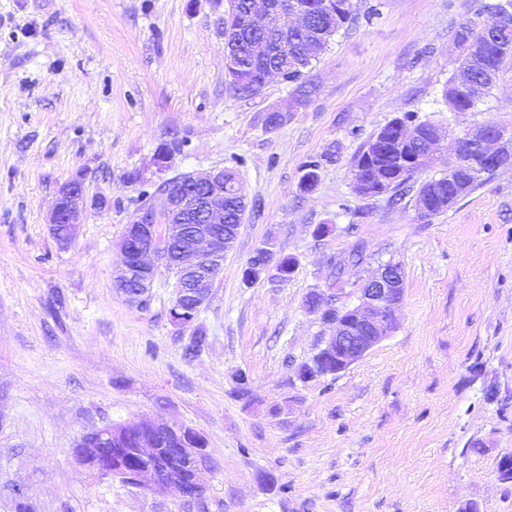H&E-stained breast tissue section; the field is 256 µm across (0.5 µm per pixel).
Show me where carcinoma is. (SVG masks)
<instances>
[{
	"label": "carcinoma",
	"instance_id": "cac0c4a2",
	"mask_svg": "<svg viewBox=\"0 0 512 512\" xmlns=\"http://www.w3.org/2000/svg\"><path fill=\"white\" fill-rule=\"evenodd\" d=\"M303 6L306 20L300 28L289 29L278 18H273L262 32L249 23L254 0H233V7L224 16V36L228 51L224 53V78L233 93L241 98H252L263 91L270 76L294 85L296 100L303 101L312 93L311 83L304 80V69L328 49L331 40L340 31L352 26L358 14L353 0H298ZM487 15L482 22L467 20L461 23L455 39L461 47L459 65L443 89L448 97V87L463 72L480 81L483 94L487 95L496 85L505 67L512 65V53L499 52L497 46L484 41V30L493 22L500 24L505 38L512 41V11L502 7V0L484 3L478 15ZM414 132L399 148L400 131L388 123L372 134L357 150L352 159V190L364 198L388 196V202L396 205L411 191H416L415 210H426L432 216L450 209L448 199L455 190L448 187V178L432 177L414 188L415 174L429 168L436 125L422 120L416 112L403 115ZM336 154L326 152L319 159L303 164L304 173L299 182L303 192L312 191L320 180L322 162L334 161ZM512 162V155L500 157L497 162H479V174L472 178L471 188L483 183V176ZM239 181L236 171L224 169L225 214L222 231L230 239L236 238L238 226L243 223L249 202L242 196L231 195L229 184ZM274 251V244L265 241V247L248 259L243 270V280L248 284L260 281L268 271L263 256ZM365 262V255L357 248L348 255L336 259L331 265V276L336 287L355 288L359 280L353 279L355 271ZM296 266L292 256H279L276 270L281 281L291 278Z\"/></svg>",
	"mask_w": 512,
	"mask_h": 512
}]
</instances>
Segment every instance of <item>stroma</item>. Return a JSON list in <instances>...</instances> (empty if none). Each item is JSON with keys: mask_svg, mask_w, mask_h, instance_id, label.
<instances>
[{"mask_svg": "<svg viewBox=\"0 0 512 512\" xmlns=\"http://www.w3.org/2000/svg\"><path fill=\"white\" fill-rule=\"evenodd\" d=\"M358 13L306 70L295 103L272 79L261 95L224 81L228 0H0V512H512V165L422 223L412 198L352 193L351 159L408 111L440 133L492 122L512 131V66L471 112L441 91L454 34L475 0H353ZM285 109L268 130L266 109ZM182 141L168 169L154 156ZM336 146L316 188L301 164ZM238 168L250 215L192 332L169 319L176 293L159 270L144 307L114 286L119 243L168 179ZM81 178L89 209L70 248L47 224L61 184ZM331 232L318 239L317 225ZM275 238L296 258L248 284L254 250ZM362 248L369 277L396 259L405 294L394 332L335 378L296 368L330 329L307 293L338 302L334 258ZM246 375L248 396L236 393ZM142 416L200 432L215 461L187 502L104 477L71 450L87 432Z\"/></svg>", "mask_w": 512, "mask_h": 512, "instance_id": "1", "label": "stroma"}]
</instances>
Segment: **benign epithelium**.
I'll use <instances>...</instances> for the list:
<instances>
[{"label": "benign epithelium", "instance_id": "obj_1", "mask_svg": "<svg viewBox=\"0 0 512 512\" xmlns=\"http://www.w3.org/2000/svg\"><path fill=\"white\" fill-rule=\"evenodd\" d=\"M267 2L262 0V6L254 8L251 14V22L257 29L267 27L273 14L301 16L296 0H277L273 11L267 8ZM509 146H512L511 132L502 128L494 131L484 123L458 137L454 151L458 156L474 151L498 157ZM191 180L205 189L201 200L165 192L160 210L149 206L131 216L126 230L138 233L141 248L130 254L128 235H123L120 242L123 261L114 277L116 288L135 306L143 301L144 286L156 277L157 261L180 277L192 278L191 287L179 289L171 307V320L181 329L196 322L223 270L224 257L231 250L224 235L197 231L189 245L179 251L176 261L169 260L171 238L183 232L188 213L200 212L206 224L224 223V169L195 172ZM106 205L103 197L88 200L84 184L78 178L62 185L48 217L50 232L59 246L67 248L74 242L86 221L88 207L103 209ZM403 283L401 264L389 260L379 264L373 276L356 290V303L336 314L326 312L325 295L316 293L312 313L320 315L322 322L332 328V334L317 347L314 356L318 360H308L296 372L297 378L307 383L344 372L388 338L396 325L392 308L404 298ZM185 300L193 305L191 317L180 315ZM129 439L136 443L131 453L141 460L132 475L133 486L174 492L184 500H196L204 495L206 477L213 471V457L203 435L191 428L171 427L146 416L123 424H107L83 435L73 454L88 469L114 477L126 470L124 461L118 458L116 465L108 464L101 456V449L119 448Z\"/></svg>", "mask_w": 512, "mask_h": 512}]
</instances>
